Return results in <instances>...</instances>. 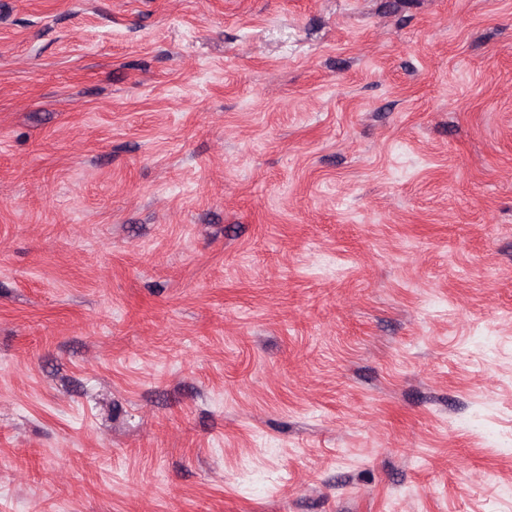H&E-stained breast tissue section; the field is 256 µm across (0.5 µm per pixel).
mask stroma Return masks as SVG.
I'll return each mask as SVG.
<instances>
[{"mask_svg": "<svg viewBox=\"0 0 512 512\" xmlns=\"http://www.w3.org/2000/svg\"><path fill=\"white\" fill-rule=\"evenodd\" d=\"M0 512H512V0H0Z\"/></svg>", "mask_w": 512, "mask_h": 512, "instance_id": "obj_1", "label": "stroma"}]
</instances>
